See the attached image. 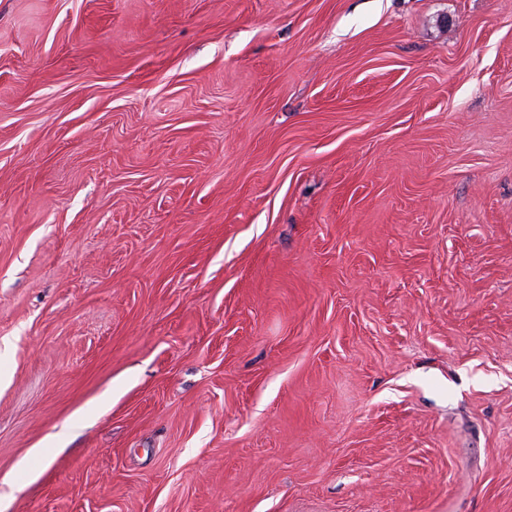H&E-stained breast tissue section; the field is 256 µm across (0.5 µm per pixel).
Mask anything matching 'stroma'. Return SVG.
<instances>
[{
  "label": "stroma",
  "mask_w": 512,
  "mask_h": 512,
  "mask_svg": "<svg viewBox=\"0 0 512 512\" xmlns=\"http://www.w3.org/2000/svg\"><path fill=\"white\" fill-rule=\"evenodd\" d=\"M7 512H512V0H0Z\"/></svg>",
  "instance_id": "stroma-1"
}]
</instances>
